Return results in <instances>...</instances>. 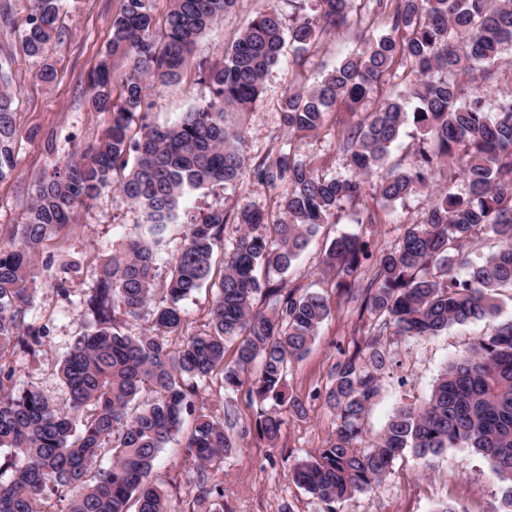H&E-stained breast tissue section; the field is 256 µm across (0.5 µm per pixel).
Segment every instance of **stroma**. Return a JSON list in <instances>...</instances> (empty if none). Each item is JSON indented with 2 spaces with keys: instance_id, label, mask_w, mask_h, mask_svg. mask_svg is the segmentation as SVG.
Wrapping results in <instances>:
<instances>
[{
  "instance_id": "1",
  "label": "stroma",
  "mask_w": 512,
  "mask_h": 512,
  "mask_svg": "<svg viewBox=\"0 0 512 512\" xmlns=\"http://www.w3.org/2000/svg\"><path fill=\"white\" fill-rule=\"evenodd\" d=\"M56 44L50 62L56 78L39 79L41 63L23 50V34L30 14V0H0V63L4 64L14 99L18 130L17 166L0 181V241H9L21 224L30 201L31 188L41 176L51 173L79 153L99 143L109 124V113L91 105L89 73L97 66L112 37V18L118 0H60ZM273 8L290 14L288 0H238L235 8L197 40L181 79L169 85H154L147 91L148 119L155 124L175 122L181 113L206 105L209 87L200 81L199 61L220 60L224 48L243 30L258 8ZM384 16L373 13L370 0H359L350 26L324 36L310 46L302 61L285 55L266 77V91L244 115H230V122L243 127L239 151L247 166H254L268 153L286 149L320 176L342 178L350 173L343 137L366 118L364 110L338 106L327 113L312 132L294 133L283 120L287 91L307 88L321 80L336 61L386 32ZM378 175L367 177L368 196L343 203L334 224L323 226L300 260L284 274L289 287L321 292L331 313L322 323L310 349L288 365V394L304 403L303 413H286V422L275 445H268L255 429L260 411L245 390L201 392L196 405L223 420L238 446L231 456L217 461L224 478V512H324L325 506L288 480L286 472L295 460L323 448L336 428V412L327 392L338 361L363 342L369 321L361 303L339 288L332 271L325 269V246L338 234L359 236L379 251L402 233L405 225L418 222L426 205L425 194L411 195L391 206L372 198ZM287 183L273 187L244 184L215 186L186 196L178 209L177 227L166 249L175 252L182 243V227L204 213L221 210L235 215L251 208L264 211L270 220L281 216ZM141 212L117 190L108 189L79 209L73 224L47 239L36 263V298L33 318L47 324L49 334L38 357L16 358L17 369L10 382L14 391L38 384L53 400H62L64 390L54 374V364L81 332L79 301L100 275L112 246L134 225L142 223ZM498 316L453 325L439 335L405 339L384 333L379 341L394 360L378 380V395L367 416L366 430L381 432L400 403L425 400L446 365L472 342L492 334L498 324L512 319V289L501 291ZM183 435L159 454L152 477L169 498L171 512H186L188 481L196 471L193 460L184 458ZM502 482L489 462L468 448H451L437 456L421 458L405 452L391 472L372 491L337 504L336 512H439L451 505L456 512H496Z\"/></svg>"
}]
</instances>
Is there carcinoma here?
<instances>
[{
  "label": "carcinoma",
  "mask_w": 512,
  "mask_h": 512,
  "mask_svg": "<svg viewBox=\"0 0 512 512\" xmlns=\"http://www.w3.org/2000/svg\"><path fill=\"white\" fill-rule=\"evenodd\" d=\"M58 2L31 0L24 36L28 56L42 61L45 82L55 78L49 56ZM236 3L172 0L159 30L148 0H119L111 41L90 75L94 107L112 113L105 140L92 163L72 158L35 182L24 222L0 247V512H169L165 491L150 480L154 462L215 379L229 391L249 385V396L260 404L272 400L303 412L301 401L288 398V363L309 350L331 313L329 302L318 292L262 280L257 269L286 272L323 225L336 223L342 203L364 196V176L383 167L409 122L423 132L422 144L409 166L386 168L377 199L393 205L425 190L443 167L448 181L465 182L469 194L433 190L419 222L380 250L365 285L359 274L371 258L369 244L355 235L329 243L325 266L361 295L375 332L337 364L328 392L336 429L317 453L293 464L292 478L326 512H336V504L374 489L404 451L426 458L466 447L509 482L497 512H512V320L449 362L426 400L399 405L379 434L365 429L389 362L381 333L392 326L405 338L437 336L450 325L497 314L499 289L512 288V103L489 112L480 95L481 84L495 78L512 49V0H375L388 13L389 30L339 61L312 88L285 98L288 128L313 131L336 106L361 105L396 60L415 69L403 93L382 101L349 130L343 147L352 172L340 179L316 175L281 148L245 172L237 149L241 132L226 114L248 110L264 92L285 39L301 55L317 38L347 25L351 0H316L314 13H297L289 25L275 9L258 10L222 60L199 63L200 79L212 93L208 104L171 125L147 121L149 85L178 81L196 40ZM399 30L408 32L406 39L394 37ZM113 57L129 66L117 102L110 90ZM17 135L12 94L0 84V181L16 167ZM118 165L129 167L117 187L143 212L144 230L126 236L81 301L82 332L56 369L67 401L50 400L36 385L16 392L8 387L13 356H38L46 338L45 327L28 320L34 291L27 283L42 243L112 187ZM247 174L260 185L291 186L283 218L267 235L260 232L267 226L264 212L236 214L240 234L224 250L223 273L211 284L209 330L192 333L180 302L208 281L227 218L214 210L186 225L180 250L167 259L170 278L160 286L166 233L186 193L219 183L236 186ZM484 230L499 247L473 264L464 244ZM258 300L266 309L255 308ZM143 315L150 325L133 331L131 321ZM229 341L236 342L231 362L225 359ZM284 423L283 413L266 411L257 429L273 443ZM182 448L199 465L190 512H219L223 482L209 467L235 451L234 437L224 422L199 414ZM105 456L110 465L102 468Z\"/></svg>",
  "instance_id": "carcinoma-1"
}]
</instances>
